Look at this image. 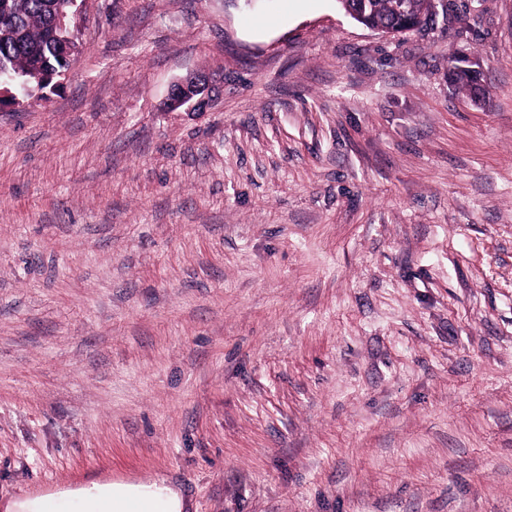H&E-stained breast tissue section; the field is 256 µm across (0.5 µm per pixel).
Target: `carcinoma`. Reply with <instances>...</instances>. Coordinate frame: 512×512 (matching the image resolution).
Instances as JSON below:
<instances>
[{"mask_svg":"<svg viewBox=\"0 0 512 512\" xmlns=\"http://www.w3.org/2000/svg\"><path fill=\"white\" fill-rule=\"evenodd\" d=\"M349 15L384 33L398 34L408 19L427 26L434 0H338ZM71 9L70 0H0V72L27 66L60 67L56 18Z\"/></svg>","mask_w":512,"mask_h":512,"instance_id":"cac0c4a2","label":"carcinoma"}]
</instances>
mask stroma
<instances>
[{"mask_svg":"<svg viewBox=\"0 0 512 512\" xmlns=\"http://www.w3.org/2000/svg\"><path fill=\"white\" fill-rule=\"evenodd\" d=\"M436 2L88 0L0 112L1 498L512 512V0ZM342 8L357 21L354 14L365 23L384 33H402L406 20L415 19L422 28L433 19L434 0H338ZM213 97L208 79L205 76H193L173 85L165 107L169 110L184 108L199 113L211 105ZM48 502L81 512H185L181 492L160 479L150 484L93 477L74 488H56L23 499H3V512H44Z\"/></svg>","mask_w":512,"mask_h":512,"instance_id":"1","label":"stroma"}]
</instances>
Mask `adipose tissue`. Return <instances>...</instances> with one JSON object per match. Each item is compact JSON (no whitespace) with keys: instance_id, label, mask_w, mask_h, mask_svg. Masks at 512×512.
Here are the masks:
<instances>
[{"instance_id":"1","label":"adipose tissue","mask_w":512,"mask_h":512,"mask_svg":"<svg viewBox=\"0 0 512 512\" xmlns=\"http://www.w3.org/2000/svg\"><path fill=\"white\" fill-rule=\"evenodd\" d=\"M50 502L62 512H186L188 508L181 492L163 479L143 484L93 477L74 488L2 500L0 512H44Z\"/></svg>"}]
</instances>
